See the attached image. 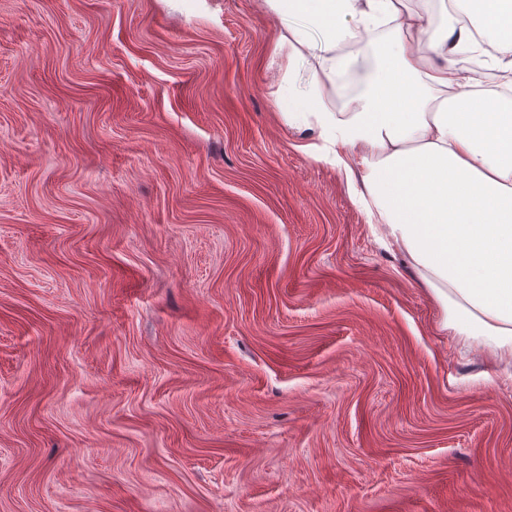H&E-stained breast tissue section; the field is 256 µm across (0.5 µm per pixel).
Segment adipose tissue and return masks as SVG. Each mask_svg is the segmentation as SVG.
<instances>
[{
	"mask_svg": "<svg viewBox=\"0 0 512 512\" xmlns=\"http://www.w3.org/2000/svg\"><path fill=\"white\" fill-rule=\"evenodd\" d=\"M287 55L288 127L342 170L376 240L415 270L441 328L512 362V13L488 20L495 52L447 0H263Z\"/></svg>",
	"mask_w": 512,
	"mask_h": 512,
	"instance_id": "ef3b65f1",
	"label": "adipose tissue"
}]
</instances>
